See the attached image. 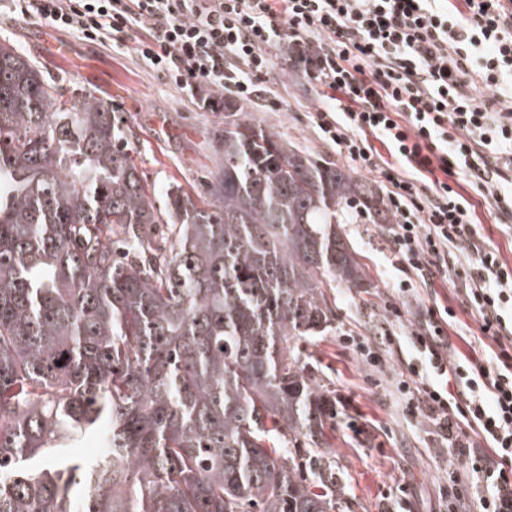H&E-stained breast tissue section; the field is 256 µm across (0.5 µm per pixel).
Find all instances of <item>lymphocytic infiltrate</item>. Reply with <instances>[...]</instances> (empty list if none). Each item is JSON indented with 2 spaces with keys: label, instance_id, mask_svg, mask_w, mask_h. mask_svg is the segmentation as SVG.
<instances>
[{
  "label": "lymphocytic infiltrate",
  "instance_id": "lymphocytic-infiltrate-1",
  "mask_svg": "<svg viewBox=\"0 0 512 512\" xmlns=\"http://www.w3.org/2000/svg\"><path fill=\"white\" fill-rule=\"evenodd\" d=\"M21 14L121 48L221 111L219 91L277 105L266 85L271 50L287 44L292 68L323 95L313 121L322 139L386 188L401 272L427 277L460 249L470 267L462 292L482 336L484 361L450 359L447 318L429 310L412 344L428 375L409 370L401 389L413 412L435 420L487 493L478 512H512V269L467 232L471 205L447 182L452 169L482 181L503 204L512 171V0H16ZM388 149L381 156L368 143ZM467 392L451 406L439 378ZM486 450H478L477 441Z\"/></svg>",
  "mask_w": 512,
  "mask_h": 512
}]
</instances>
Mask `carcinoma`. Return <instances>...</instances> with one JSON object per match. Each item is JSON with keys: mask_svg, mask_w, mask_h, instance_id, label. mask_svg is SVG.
Returning a JSON list of instances; mask_svg holds the SVG:
<instances>
[{"mask_svg": "<svg viewBox=\"0 0 512 512\" xmlns=\"http://www.w3.org/2000/svg\"><path fill=\"white\" fill-rule=\"evenodd\" d=\"M224 110L214 168L159 200L109 104L0 44V512H339L301 343L325 286L375 287L341 225L392 215Z\"/></svg>", "mask_w": 512, "mask_h": 512, "instance_id": "1", "label": "carcinoma"}]
</instances>
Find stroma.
<instances>
[{"label": "stroma", "mask_w": 512, "mask_h": 512, "mask_svg": "<svg viewBox=\"0 0 512 512\" xmlns=\"http://www.w3.org/2000/svg\"><path fill=\"white\" fill-rule=\"evenodd\" d=\"M1 41L12 42L49 75L78 82L111 104L119 126L133 130L137 159L157 191H164L172 180L191 187L214 167L211 143L215 130L224 125L223 113L198 108L144 69L132 48L103 46L56 30L37 16H18L9 0H0ZM272 56L267 84L285 105L270 110L248 102V117L280 132L301 151L339 161L336 149L318 137L311 123L317 103L314 88L291 69L287 48ZM448 183L475 203L473 229L512 267V217L496 218L481 205L482 189L470 176L456 171ZM342 230L375 286L367 291L327 289V297L336 302V327L305 345L320 384L336 398L331 454L336 480L344 490L341 512H448L450 477L466 481L470 475L429 419L407 412L405 395L392 388L391 381L407 371L411 336L420 329L423 308L439 303L453 308L448 339L467 358L485 359L493 343L482 336L463 296L449 282L457 267H450L448 280H434L404 301L395 291L403 274L390 264L394 244L386 226L346 224ZM349 334L370 337L387 359L383 372L369 367L345 343Z\"/></svg>", "instance_id": "obj_1"}]
</instances>
